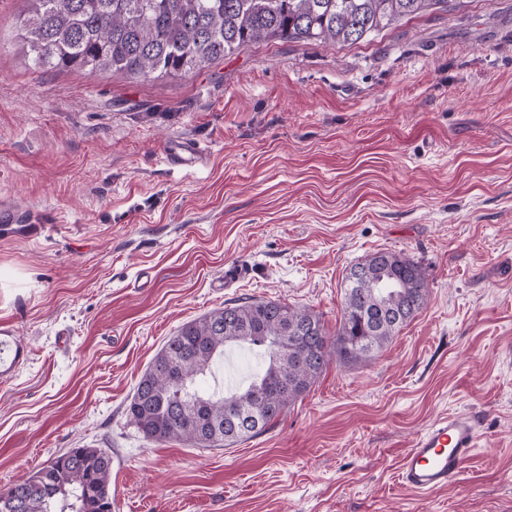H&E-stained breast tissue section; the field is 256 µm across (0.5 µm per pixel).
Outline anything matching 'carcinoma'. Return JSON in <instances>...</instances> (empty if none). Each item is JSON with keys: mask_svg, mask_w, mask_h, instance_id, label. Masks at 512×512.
I'll return each instance as SVG.
<instances>
[{"mask_svg": "<svg viewBox=\"0 0 512 512\" xmlns=\"http://www.w3.org/2000/svg\"><path fill=\"white\" fill-rule=\"evenodd\" d=\"M19 36L34 65L161 78L199 71L254 43H353L448 0H29ZM410 258L377 251L352 266L330 336L322 317L247 298L183 324L156 353L126 406L153 443L224 448L272 427L336 358L373 359L426 304ZM261 365L228 390L205 379L230 346ZM0 512H112V454L79 446L0 492Z\"/></svg>", "mask_w": 512, "mask_h": 512, "instance_id": "cac0c4a2", "label": "carcinoma"}]
</instances>
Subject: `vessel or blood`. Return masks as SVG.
Wrapping results in <instances>:
<instances>
[{"label": "vessel or blood", "instance_id": "b4317fda", "mask_svg": "<svg viewBox=\"0 0 512 512\" xmlns=\"http://www.w3.org/2000/svg\"><path fill=\"white\" fill-rule=\"evenodd\" d=\"M204 150L184 141L169 146L168 164L190 170L203 163ZM478 446L476 422L451 414L435 420L414 441L399 462L398 479L421 496L430 495L457 479Z\"/></svg>", "mask_w": 512, "mask_h": 512}]
</instances>
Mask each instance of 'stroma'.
Wrapping results in <instances>:
<instances>
[{
  "mask_svg": "<svg viewBox=\"0 0 512 512\" xmlns=\"http://www.w3.org/2000/svg\"><path fill=\"white\" fill-rule=\"evenodd\" d=\"M0 0V492L69 448L115 452L121 512H512V0H460L355 44L259 42L162 79L34 67ZM208 148L167 165L173 141ZM419 262L425 306L372 361L329 362L232 448L151 443L125 408L183 324L251 297L341 317L353 264ZM238 276L225 279L229 269ZM478 447L419 497L417 435ZM477 446V426L472 417H441L415 439L400 460L398 479L418 495H430L457 479Z\"/></svg>",
  "mask_w": 512,
  "mask_h": 512,
  "instance_id": "stroma-1",
  "label": "stroma"
}]
</instances>
